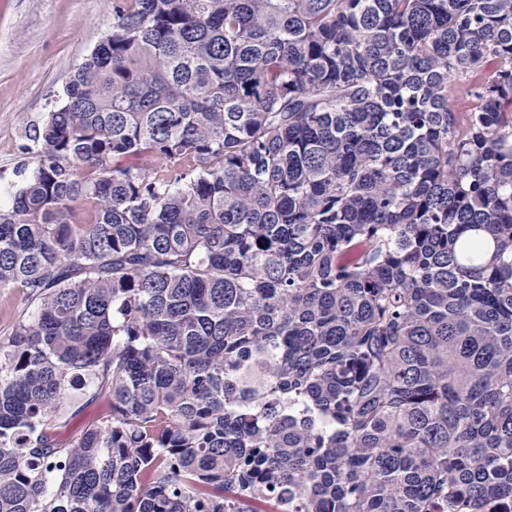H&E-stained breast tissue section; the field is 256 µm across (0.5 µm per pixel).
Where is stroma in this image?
Wrapping results in <instances>:
<instances>
[{"label": "stroma", "mask_w": 512, "mask_h": 512, "mask_svg": "<svg viewBox=\"0 0 512 512\" xmlns=\"http://www.w3.org/2000/svg\"><path fill=\"white\" fill-rule=\"evenodd\" d=\"M113 0H0V209L37 150L34 126L112 29Z\"/></svg>", "instance_id": "obj_1"}]
</instances>
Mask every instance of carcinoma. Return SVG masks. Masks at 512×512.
Returning <instances> with one entry per match:
<instances>
[{"label": "carcinoma", "mask_w": 512, "mask_h": 512, "mask_svg": "<svg viewBox=\"0 0 512 512\" xmlns=\"http://www.w3.org/2000/svg\"><path fill=\"white\" fill-rule=\"evenodd\" d=\"M112 8L0 211V512H512V0ZM30 310L26 295L20 288L0 290V338L10 336L18 317ZM109 411V403L104 400L90 405L79 416L69 419L66 423L62 424V427L57 429L58 438L62 441H68L73 434L88 427L91 422L108 414Z\"/></svg>", "instance_id": "1"}]
</instances>
